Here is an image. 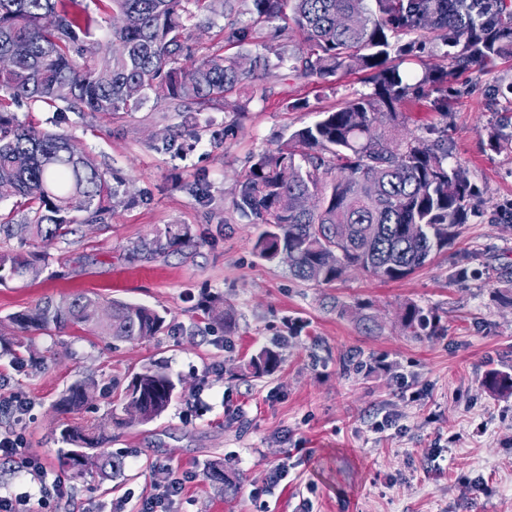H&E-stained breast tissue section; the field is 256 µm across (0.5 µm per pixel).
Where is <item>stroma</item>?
Wrapping results in <instances>:
<instances>
[{
    "label": "stroma",
    "mask_w": 512,
    "mask_h": 512,
    "mask_svg": "<svg viewBox=\"0 0 512 512\" xmlns=\"http://www.w3.org/2000/svg\"><path fill=\"white\" fill-rule=\"evenodd\" d=\"M425 63L448 72V111L417 100L402 106L398 131L431 140L446 131L448 164L477 195L447 247L399 281L353 271L328 287L301 282L286 261L258 256L257 226L232 211L250 157L371 92L365 72L330 83L260 75L234 97L243 127L223 143L194 142L181 113L149 103L110 117L67 113L61 131L120 182L102 221L39 245L49 258L39 278L0 285V396L29 402L23 441L43 463L39 476L0 464V493L35 494L61 479L71 498L45 512H140L179 475L177 512H512V395L484 385L487 372L512 365V144L494 145L512 134V56L455 67L446 46L429 41L399 67L418 77ZM176 129L192 152L167 147ZM170 224L188 228L194 246L150 261L132 253ZM82 291L154 308L164 327L121 342L87 328L28 335L8 321L44 297ZM409 303L437 318L438 335L403 334ZM12 350L42 368L11 362ZM265 350L279 366L253 375L249 362ZM145 366L170 374L177 391L161 417L113 430L105 449L125 454L124 476L89 466L68 478L61 429L107 424ZM79 381L91 388L87 405L61 411ZM283 459L288 476L270 485ZM215 461L236 494L205 478Z\"/></svg>",
    "instance_id": "35a3bbf8"
}]
</instances>
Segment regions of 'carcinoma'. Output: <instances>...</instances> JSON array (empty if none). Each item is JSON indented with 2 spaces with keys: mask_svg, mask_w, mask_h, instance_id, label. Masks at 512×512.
Returning a JSON list of instances; mask_svg holds the SVG:
<instances>
[{
  "mask_svg": "<svg viewBox=\"0 0 512 512\" xmlns=\"http://www.w3.org/2000/svg\"><path fill=\"white\" fill-rule=\"evenodd\" d=\"M99 13L83 0H0V236L26 226L32 246L76 232V213L93 223L106 213L115 192L95 160L74 148L71 137L35 122H20L6 102H40L57 113L112 115L135 112L146 102L180 111L186 101L221 106L231 114L222 139L242 129L245 109L229 98L248 89L258 73L329 81L351 70L367 72L373 91L346 100L274 150L252 157L238 181L233 211L263 227L255 248L266 260L288 252L297 279L330 286L348 272L398 281L426 266L448 244L471 212L475 197L465 171L448 167V138L395 134L399 109L426 89L437 112L448 111L441 87L448 73L428 66L411 83L391 57L407 56L416 40L433 34L456 49V64H487L512 52V13L505 0H98ZM221 4L224 41L241 47L261 39L247 66L222 53L199 56L191 28L203 12ZM408 41L403 42L400 37ZM21 214L20 221L15 215ZM190 240L189 230L170 224L132 251L145 259L165 255ZM48 267L44 254L0 252V285L36 278ZM22 332L91 326L121 341L156 335L163 317L149 307L106 302L95 294L46 298L16 312ZM410 336L439 331L420 307L400 318ZM269 350L252 359L258 375L274 371ZM486 386L512 393V373L494 369ZM175 383L161 369L135 374L122 398L120 428L148 422L169 407ZM83 406L80 384L60 402ZM68 445L99 448L108 440L102 425L67 426ZM101 469L116 477L126 470L121 454L103 457ZM207 479L235 490L218 463Z\"/></svg>",
  "mask_w": 512,
  "mask_h": 512,
  "instance_id": "carcinoma-1",
  "label": "carcinoma"
}]
</instances>
